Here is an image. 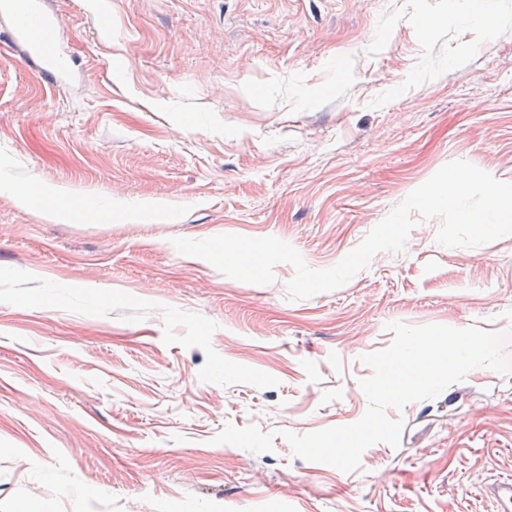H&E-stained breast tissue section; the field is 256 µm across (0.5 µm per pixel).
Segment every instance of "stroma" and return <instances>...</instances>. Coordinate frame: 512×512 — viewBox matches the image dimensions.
<instances>
[{"label":"stroma","mask_w":512,"mask_h":512,"mask_svg":"<svg viewBox=\"0 0 512 512\" xmlns=\"http://www.w3.org/2000/svg\"><path fill=\"white\" fill-rule=\"evenodd\" d=\"M71 77L0 52V512H493L512 373L388 409L399 446L293 455L361 418L387 323L512 330V235L419 222L291 302L172 238L274 236L326 269L444 164L512 182V0H45ZM49 186L112 213L26 207ZM257 425L273 449L214 443ZM43 210L45 211L46 215L52 219L66 218L80 222H95L101 217V212L97 209L89 207L85 208L81 205L69 208L64 213H61L58 210L52 209L48 203H45Z\"/></svg>","instance_id":"1"}]
</instances>
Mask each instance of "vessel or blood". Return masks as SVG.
<instances>
[{"label": "vessel or blood", "instance_id": "obj_1", "mask_svg": "<svg viewBox=\"0 0 512 512\" xmlns=\"http://www.w3.org/2000/svg\"><path fill=\"white\" fill-rule=\"evenodd\" d=\"M7 13L15 22L14 38L26 61L39 64L46 77L62 75L63 58L51 38L55 23L40 0H11ZM485 493L495 505L494 512H512L511 478L497 479Z\"/></svg>", "mask_w": 512, "mask_h": 512}]
</instances>
